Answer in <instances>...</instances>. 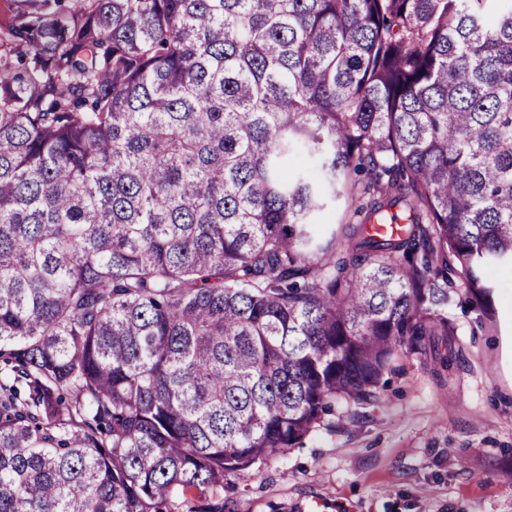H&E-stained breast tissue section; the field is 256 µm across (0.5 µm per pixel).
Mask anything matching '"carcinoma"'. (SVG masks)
<instances>
[{"mask_svg": "<svg viewBox=\"0 0 512 512\" xmlns=\"http://www.w3.org/2000/svg\"><path fill=\"white\" fill-rule=\"evenodd\" d=\"M54 3L0 35V512H177L512 266V0Z\"/></svg>", "mask_w": 512, "mask_h": 512, "instance_id": "cac0c4a2", "label": "carcinoma"}]
</instances>
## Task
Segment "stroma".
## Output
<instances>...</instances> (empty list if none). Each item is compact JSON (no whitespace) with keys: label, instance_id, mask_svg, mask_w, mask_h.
I'll use <instances>...</instances> for the list:
<instances>
[{"label":"stroma","instance_id":"stroma-1","mask_svg":"<svg viewBox=\"0 0 512 512\" xmlns=\"http://www.w3.org/2000/svg\"><path fill=\"white\" fill-rule=\"evenodd\" d=\"M490 305L453 301L440 348L402 351L377 403L284 456L191 492L220 512H512V272Z\"/></svg>","mask_w":512,"mask_h":512}]
</instances>
